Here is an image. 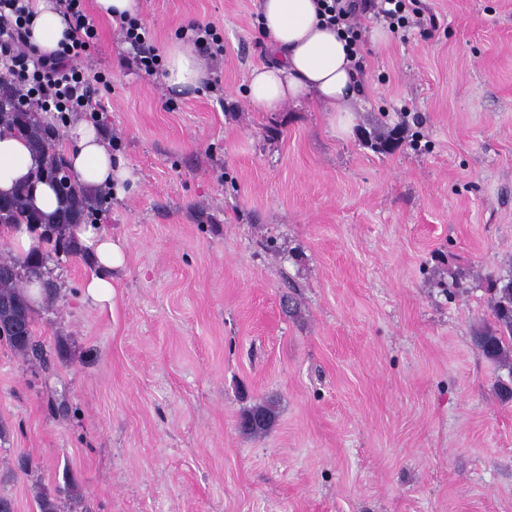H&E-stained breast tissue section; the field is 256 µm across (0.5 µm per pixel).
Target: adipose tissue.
<instances>
[{"mask_svg": "<svg viewBox=\"0 0 512 512\" xmlns=\"http://www.w3.org/2000/svg\"><path fill=\"white\" fill-rule=\"evenodd\" d=\"M32 8L31 44L42 53L56 50L68 28L58 0H32ZM258 13L270 59L249 72L246 96L250 106L274 112L313 97L331 111H349L359 88L351 50L343 36L321 23L316 0H259ZM205 78L192 43L179 40L169 46L163 79L170 90L201 87ZM68 137L71 145L66 158L75 181L90 193H122L130 173L114 162L99 128L81 122L70 128ZM33 170L27 142L9 134L0 136V192H11ZM68 233L92 268L81 285L85 299L100 306L111 304L113 275L127 261L122 240L100 224H76Z\"/></svg>", "mask_w": 512, "mask_h": 512, "instance_id": "ef3b65f1", "label": "adipose tissue"}]
</instances>
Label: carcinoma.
<instances>
[{"label": "carcinoma", "mask_w": 512, "mask_h": 512, "mask_svg": "<svg viewBox=\"0 0 512 512\" xmlns=\"http://www.w3.org/2000/svg\"><path fill=\"white\" fill-rule=\"evenodd\" d=\"M9 130L23 136L29 143L35 161L32 181L17 186L8 205L0 208V227L29 224L42 227L49 242V253L41 260L30 262L25 269L18 268L12 257L0 258V337L18 354L43 365L46 363L43 345L34 334V312L26 301L24 282L39 279L51 286L48 262L61 253L78 256L79 252L66 245L67 229L82 224L105 204L104 197L89 196L76 182L65 177L63 156L58 148L54 130L42 120H30L24 112L0 114V131ZM59 180L55 194L59 205L51 213H43L32 206L37 184ZM489 320L474 336L475 344L490 360L501 362L512 356V275L501 287L494 289L489 302ZM277 416L276 406L262 402L253 406L240 422L241 430L252 436L265 434ZM39 512H61L58 501L44 489L35 488Z\"/></svg>", "instance_id": "carcinoma-1"}]
</instances>
